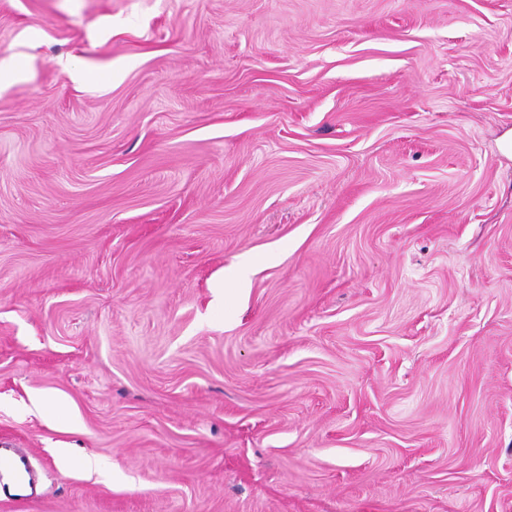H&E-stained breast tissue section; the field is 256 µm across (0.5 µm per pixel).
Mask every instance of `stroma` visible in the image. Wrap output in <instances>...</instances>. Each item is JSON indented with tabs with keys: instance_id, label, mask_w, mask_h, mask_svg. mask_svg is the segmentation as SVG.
<instances>
[{
	"instance_id": "1",
	"label": "stroma",
	"mask_w": 512,
	"mask_h": 512,
	"mask_svg": "<svg viewBox=\"0 0 512 512\" xmlns=\"http://www.w3.org/2000/svg\"><path fill=\"white\" fill-rule=\"evenodd\" d=\"M0 63V512H512V0H0ZM66 406V401L58 396L44 391H33L28 395V402L22 404V409L33 414L54 408L62 419H52L50 424L57 425L58 431L64 434L79 433L82 430L81 421L73 412H68ZM0 482L10 486L16 501L28 498V489L35 483L28 454L19 448H0Z\"/></svg>"
}]
</instances>
